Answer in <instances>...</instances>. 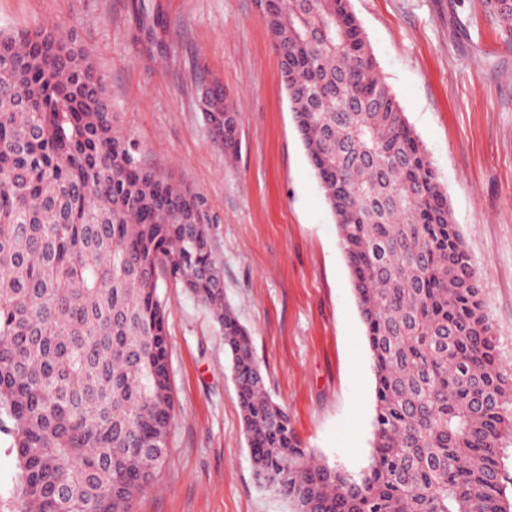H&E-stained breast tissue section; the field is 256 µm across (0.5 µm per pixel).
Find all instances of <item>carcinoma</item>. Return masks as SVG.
Masks as SVG:
<instances>
[{"label": "carcinoma", "mask_w": 512, "mask_h": 512, "mask_svg": "<svg viewBox=\"0 0 512 512\" xmlns=\"http://www.w3.org/2000/svg\"><path fill=\"white\" fill-rule=\"evenodd\" d=\"M512 30V0H482ZM293 120L338 226L375 375L359 476L307 448L224 299L202 199L144 168L90 55L59 29L0 32V433L24 512H135L175 414L167 310L216 320L258 485L292 512H512L504 364L446 192L350 0H268ZM206 106L238 113L224 90ZM239 146L234 117L210 127Z\"/></svg>", "instance_id": "carcinoma-1"}]
</instances>
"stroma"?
<instances>
[{
  "mask_svg": "<svg viewBox=\"0 0 512 512\" xmlns=\"http://www.w3.org/2000/svg\"><path fill=\"white\" fill-rule=\"evenodd\" d=\"M0 0V30L65 27L104 80L143 164L202 197L224 294L249 330L272 398L329 464L372 451L375 378L338 230L295 128L257 0ZM382 78L434 165L512 363V31L479 0H351ZM162 47L146 52L144 14ZM240 113V142L211 137L203 87ZM168 309L176 414L169 461L136 512H290L254 477L230 360L210 312L182 289ZM0 437V512H22Z\"/></svg>",
  "mask_w": 512,
  "mask_h": 512,
  "instance_id": "obj_1",
  "label": "stroma"
}]
</instances>
